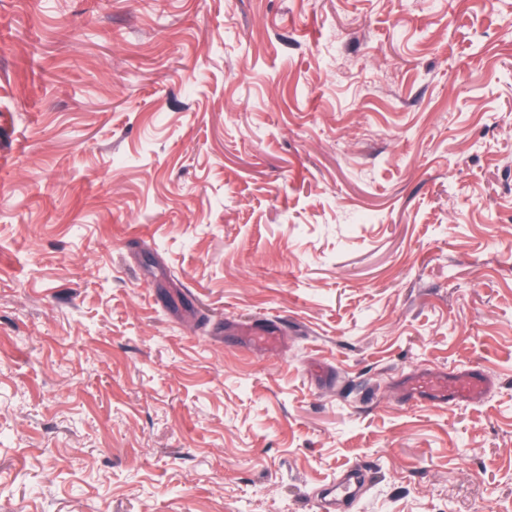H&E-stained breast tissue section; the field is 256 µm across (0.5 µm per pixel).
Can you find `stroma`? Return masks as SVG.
<instances>
[{
    "mask_svg": "<svg viewBox=\"0 0 512 512\" xmlns=\"http://www.w3.org/2000/svg\"><path fill=\"white\" fill-rule=\"evenodd\" d=\"M509 17L0 0V512H512ZM490 387L491 382L479 370L453 374L425 370L407 381L405 393L418 402L479 401L487 395ZM360 470L366 469L362 466H357L356 468L348 470L349 478L346 482L340 483L334 480L324 484L323 489L326 495L319 500V510L325 512L350 510V508L336 509V495L339 500L349 504L355 503L360 497L363 487L362 473Z\"/></svg>",
    "mask_w": 512,
    "mask_h": 512,
    "instance_id": "35a3bbf8",
    "label": "stroma"
}]
</instances>
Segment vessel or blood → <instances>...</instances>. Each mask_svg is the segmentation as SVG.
<instances>
[{"mask_svg":"<svg viewBox=\"0 0 512 512\" xmlns=\"http://www.w3.org/2000/svg\"><path fill=\"white\" fill-rule=\"evenodd\" d=\"M491 383L482 371L464 370L453 374L431 370L418 372L405 386L406 395L418 402L445 403L478 401L489 392ZM363 487L360 469L349 471L346 482L332 481L324 484L325 495L319 501L321 512H336L337 501L355 503Z\"/></svg>","mask_w":512,"mask_h":512,"instance_id":"1","label":"vessel or blood"}]
</instances>
